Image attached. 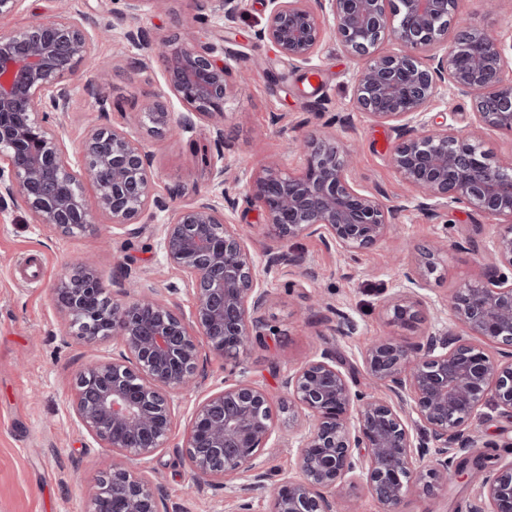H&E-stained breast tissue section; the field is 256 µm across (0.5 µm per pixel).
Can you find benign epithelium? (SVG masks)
Here are the masks:
<instances>
[{"label": "benign epithelium", "mask_w": 512, "mask_h": 512, "mask_svg": "<svg viewBox=\"0 0 512 512\" xmlns=\"http://www.w3.org/2000/svg\"><path fill=\"white\" fill-rule=\"evenodd\" d=\"M225 22H234L241 0H212ZM265 26L256 33L291 63H309L333 28L343 49L365 58L355 79L353 108L393 123L399 143L391 164L410 190L408 201L440 216L438 208L464 206L498 221L484 280L455 289L448 301L453 330L429 331L410 343L392 336L369 341L363 371L389 397L356 388L336 351L324 348L281 379L278 407L299 428L295 471L271 474L264 456L289 443L273 420V398L253 380L240 357L254 343L276 336L262 311L268 289L261 271L295 259L266 247L259 269L224 208L238 197L225 187L224 166L211 179L224 186L219 199L173 207L157 193L151 155L124 130L92 124L72 162L51 116L69 111L81 89L106 111L101 83L81 65L91 52L92 21L60 10L34 14L22 29L0 34V207L24 208L37 224L64 235L83 231L102 215L117 226L167 213L162 224L168 262L180 270L193 306L178 311L140 283L116 282L109 298L93 266L67 267L54 290L67 331L86 343L116 341L112 357L95 360L76 376L71 408L76 421L117 462L99 476L89 512H167L148 469L167 446L180 396L196 387L202 349L234 362L224 387L200 401L183 448L197 483L226 485L252 479L233 491L235 512H255L252 487L264 489L263 512H338L337 496L362 482L380 512H403L413 483L434 494L448 471L474 488L472 512H512V460L490 469L466 425L487 405L512 418V159L498 164L480 150L484 131L512 132V34L469 22L453 37L443 24L456 0H267ZM128 44L144 58L164 62L167 93L138 113L157 135L194 129L201 117L221 115L232 93V70L208 29L187 27L155 43L129 26ZM389 40L397 52L377 53ZM471 98L472 129L462 133L428 117L439 97ZM176 99L183 111L172 109ZM306 164L284 175L272 162L246 178L244 198L258 206L279 242L317 234L355 261L397 226L400 207L359 188L352 155L334 138L304 144ZM96 191V211L83 195ZM441 241L418 249L404 272L402 290L385 304L395 325L424 320V276L436 268Z\"/></svg>", "instance_id": "7a95c632"}]
</instances>
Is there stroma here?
Returning <instances> with one entry per match:
<instances>
[{
	"mask_svg": "<svg viewBox=\"0 0 512 512\" xmlns=\"http://www.w3.org/2000/svg\"><path fill=\"white\" fill-rule=\"evenodd\" d=\"M71 6L112 29L110 37L94 40L88 66L107 75V123L127 131L151 153L160 195H174L179 204L220 197L221 186L209 177V164L216 160L232 180L274 157L280 158L283 172L298 173L305 162L303 141L333 133L355 151L354 181L401 206L397 238L381 241L354 263L317 236L285 242L299 264L266 277L270 296L265 318L279 334L242 356L249 375L271 395L280 393L279 375L315 351L334 349L347 366L357 368L370 337L410 342L422 332L452 326L445 304L459 286L483 279L490 261L487 245L498 226L464 207L442 219L405 204V188L390 164L397 136L390 124L353 110L352 87L360 65L344 53L334 33H327L318 58L291 65L269 41L256 37L268 15L264 0H242L230 25L210 10H197L190 0H156L136 25L156 41L188 25L223 29L224 58L236 79L223 115L198 119L188 133L172 130L156 137L133 117L164 93L163 66L154 59L144 68H131L138 51L124 45L120 30L113 27L122 0H71ZM455 15L480 27L512 31V0H500L492 11L483 0H457ZM219 125L228 142L221 154L213 144ZM224 215L238 225L254 262L264 265L275 231L261 209L242 202ZM161 225L157 218L119 227L101 216L85 231L63 236L34 223L23 210H0V512H87L92 484L111 470V451L89 447L85 430L72 417L70 398L77 372L91 357L111 355L113 341L89 346L66 336L53 288L65 267L89 258L104 288L121 277L144 280L172 306L190 311L192 297L166 260ZM439 239L450 246L423 290L439 314L413 329L394 326L383 309L384 299L397 291L415 248ZM338 310L353 323V332L338 330ZM202 369L201 388L182 396L167 448L152 462L170 512L233 509L229 490L195 482L181 450L196 404L222 387L230 373L229 364L215 356L204 360ZM472 498L470 486L452 476L432 495L415 485L402 510L469 512Z\"/></svg>",
	"mask_w": 512,
	"mask_h": 512,
	"instance_id": "35a3bbf8",
	"label": "stroma"
}]
</instances>
